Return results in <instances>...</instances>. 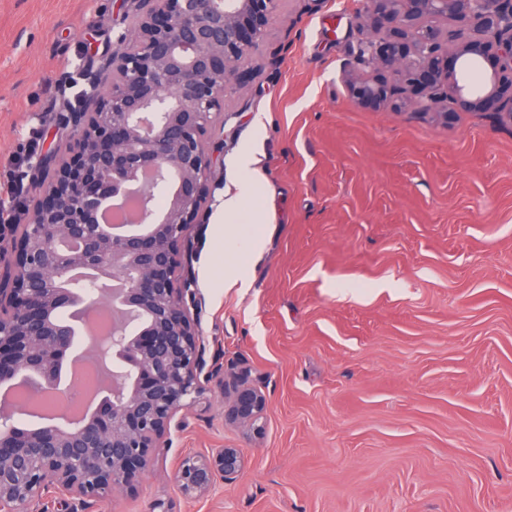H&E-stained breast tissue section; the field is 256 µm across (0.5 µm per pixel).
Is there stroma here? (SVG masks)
<instances>
[{"label": "stroma", "instance_id": "35a3bbf8", "mask_svg": "<svg viewBox=\"0 0 512 512\" xmlns=\"http://www.w3.org/2000/svg\"><path fill=\"white\" fill-rule=\"evenodd\" d=\"M360 8L285 0L261 66L228 92L236 116L190 231L207 351L260 381L263 434L227 421L212 391L137 489L89 512H512V125L354 103ZM132 13L0 0V186L70 137L64 108ZM247 146L262 172L242 203L253 254L220 210ZM224 446L242 477L184 496L181 459Z\"/></svg>", "mask_w": 512, "mask_h": 512}]
</instances>
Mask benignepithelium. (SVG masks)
I'll use <instances>...</instances> for the list:
<instances>
[{
	"label": "benign epithelium",
	"instance_id": "7a95c632",
	"mask_svg": "<svg viewBox=\"0 0 512 512\" xmlns=\"http://www.w3.org/2000/svg\"><path fill=\"white\" fill-rule=\"evenodd\" d=\"M133 2L129 28L64 115L77 136L29 166L20 223L0 225V384H57L74 330L56 313L84 296L69 286L70 271L83 266L130 283L112 293L117 322L97 342L122 370L94 416L75 427L23 430L16 412L0 410V512H36L51 489L84 506L135 489L159 449L171 447L185 412L214 387L230 398V421L263 430L264 392L250 370L227 377L217 358H206L192 291L177 273L208 201L216 153L209 134L235 115L227 89L258 59L282 0ZM361 31L370 69L344 73L354 102L444 124L460 112L494 111L512 124V0H364ZM471 60L491 65L488 89L458 78ZM146 172L151 180L139 183ZM130 184L141 196L138 222L110 237L99 214ZM156 186L167 195L161 210L151 204ZM245 467L240 449L226 446L183 458L176 481L197 497Z\"/></svg>",
	"mask_w": 512,
	"mask_h": 512
}]
</instances>
